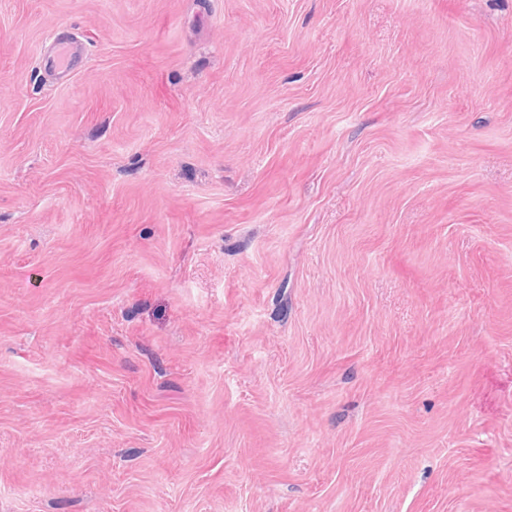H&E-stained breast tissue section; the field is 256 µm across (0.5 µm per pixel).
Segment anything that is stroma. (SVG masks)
Here are the masks:
<instances>
[{
	"label": "stroma",
	"instance_id": "1",
	"mask_svg": "<svg viewBox=\"0 0 512 512\" xmlns=\"http://www.w3.org/2000/svg\"><path fill=\"white\" fill-rule=\"evenodd\" d=\"M0 512H512V0H0Z\"/></svg>",
	"mask_w": 512,
	"mask_h": 512
}]
</instances>
